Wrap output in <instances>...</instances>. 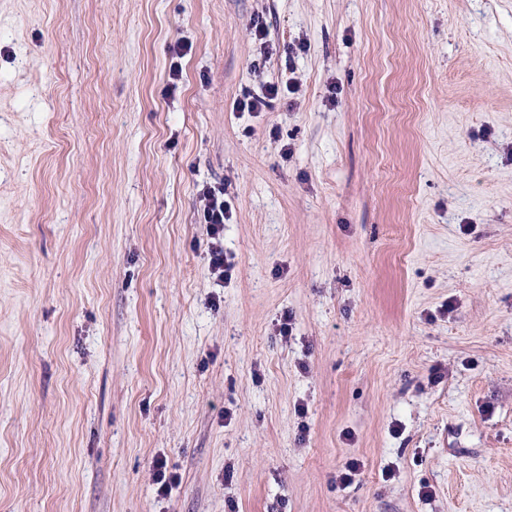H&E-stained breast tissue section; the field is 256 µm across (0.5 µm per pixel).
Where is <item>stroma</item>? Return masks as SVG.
Returning a JSON list of instances; mask_svg holds the SVG:
<instances>
[{"instance_id":"35a3bbf8","label":"stroma","mask_w":512,"mask_h":512,"mask_svg":"<svg viewBox=\"0 0 512 512\" xmlns=\"http://www.w3.org/2000/svg\"><path fill=\"white\" fill-rule=\"evenodd\" d=\"M0 512H512V0H0ZM224 188L203 186L199 192L200 215L203 224H208L209 234L212 242L210 249L209 270L211 275L220 280L231 267L225 263L224 248L221 239L224 235V221L229 219L228 204L224 200Z\"/></svg>"}]
</instances>
